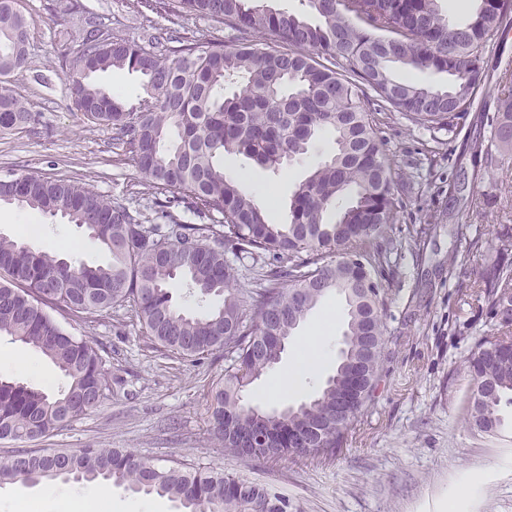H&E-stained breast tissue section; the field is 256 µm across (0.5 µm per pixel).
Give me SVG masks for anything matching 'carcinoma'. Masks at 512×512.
<instances>
[{
	"label": "carcinoma",
	"instance_id": "carcinoma-1",
	"mask_svg": "<svg viewBox=\"0 0 512 512\" xmlns=\"http://www.w3.org/2000/svg\"><path fill=\"white\" fill-rule=\"evenodd\" d=\"M318 17L273 9L259 0H138L170 23L168 46L113 39L99 15L79 0H57L55 11L79 20L78 39L62 50L74 110L112 131L155 189L150 223L125 198H108L70 179L28 172L0 177V204L58 216L87 229L109 255L104 264L74 266L25 239L0 235V335L29 345L66 379L54 395L0 378V440L32 441L100 407L112 391V369L86 338L66 330L52 312L95 320L126 304L143 332L183 358L215 351L231 356L212 385L210 426L238 456L305 455L330 459L343 447L371 399L386 356V296L373 277L402 243L386 235L395 193L385 143L366 89L420 124L454 127L482 80L479 51L512 13V0H480L464 23L451 21L438 0H307ZM200 16L236 33L230 45L205 46L181 34V19ZM30 24L15 0H0V132L32 128L37 113L8 86L31 63ZM257 33L280 48L261 47ZM448 75L445 88L393 75V68ZM126 70L142 79L134 104L93 81L98 72ZM333 152L311 167L293 191L288 223L272 224L240 179L220 159L242 154L277 171L298 162L324 134ZM494 139L512 151V87L500 97ZM491 254L475 298L512 330V226L492 239L477 235L467 252ZM270 254L264 287L233 292L225 253ZM182 277L198 297L224 296L202 314L173 302L171 280ZM335 293L346 304L343 350L333 375L293 409L266 410L242 391L275 365L278 337L289 340L310 311ZM499 336H481L467 357L470 376L464 421L493 436L512 405V358L496 357ZM361 381L349 411L336 419L351 375ZM328 427L317 443L309 432ZM110 481L145 495L168 497L180 512H292L288 497L267 484L177 462L157 467L124 448L20 452L0 458V484L36 485L58 478Z\"/></svg>",
	"mask_w": 512,
	"mask_h": 512
}]
</instances>
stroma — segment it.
Here are the masks:
<instances>
[{
    "mask_svg": "<svg viewBox=\"0 0 512 512\" xmlns=\"http://www.w3.org/2000/svg\"><path fill=\"white\" fill-rule=\"evenodd\" d=\"M105 17L113 37L145 40L163 37L162 18L146 21L127 0H83ZM30 22L32 62L15 71L9 84L17 97L40 113L36 130L0 134V176L30 172L67 178L95 191L147 204L152 189L111 130L88 122L70 109L59 49L79 36L70 17L53 11L52 0H19ZM482 83L453 131L414 122L378 96L373 112L394 177L409 188L387 233L408 240L423 228L419 252L403 250L385 265L381 283L389 299L384 317L391 336L371 403L363 409L346 445L330 460L288 456L276 460L241 458L225 452L210 431L209 391L224 376L227 362L217 351L198 361L159 348L143 333L131 311L120 310L95 322L59 315L75 335L103 350L112 364V394L96 410L36 442L0 441V456L16 451L41 455L88 445L125 448L158 466L181 459L237 473L272 485L301 512H512V427L495 438L469 429L462 400L469 378L466 358L480 336L497 331L487 310L478 308L473 288L487 265L485 255L468 253V236L494 237L512 225V151L498 147L493 133L498 98L512 86V37L495 36L481 53ZM481 148H474V140ZM332 150L322 137L308 161L262 169L241 154L224 157L225 171L236 174L253 196L273 205L271 223L286 220L288 198L310 164ZM51 231L53 243L72 265L97 264L104 251L84 230L61 218L15 206H0V234ZM466 255L462 266L451 256ZM334 326L325 341L328 366L305 377L292 402L313 395L333 374L345 328L341 297L330 295L300 326L307 335L327 310ZM0 348L36 357L40 371L30 374L0 366V377L48 392L64 383L58 369L35 349L0 336Z\"/></svg>",
    "mask_w": 512,
    "mask_h": 512,
    "instance_id": "35a3bbf8",
    "label": "stroma"
}]
</instances>
